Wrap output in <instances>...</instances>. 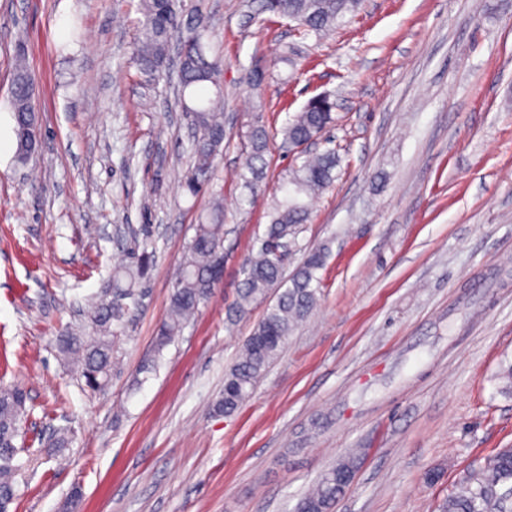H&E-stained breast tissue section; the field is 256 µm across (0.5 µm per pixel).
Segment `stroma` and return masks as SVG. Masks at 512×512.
<instances>
[{"label":"stroma","instance_id":"obj_1","mask_svg":"<svg viewBox=\"0 0 512 512\" xmlns=\"http://www.w3.org/2000/svg\"><path fill=\"white\" fill-rule=\"evenodd\" d=\"M138 0H0V384L30 411L10 512H294L348 453L333 512H434L464 473L512 448V0H363L323 39L203 0L224 64V152L200 194L176 77L131 62ZM297 49L294 64L279 59ZM37 84L41 144L16 159L17 48ZM264 74L248 82L251 70ZM341 172L302 246L329 244L319 301L251 397L214 411L265 306L236 316L242 264L269 195L242 210L249 122L282 127L312 96ZM224 204V272L154 350L194 226ZM157 247L118 365L90 393L56 339L91 334L113 268ZM57 428L72 442L42 445Z\"/></svg>","mask_w":512,"mask_h":512}]
</instances>
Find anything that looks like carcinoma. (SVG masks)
I'll return each mask as SVG.
<instances>
[{
  "mask_svg": "<svg viewBox=\"0 0 512 512\" xmlns=\"http://www.w3.org/2000/svg\"><path fill=\"white\" fill-rule=\"evenodd\" d=\"M362 0H260L259 11L294 21L304 35L320 39L336 28L346 15L357 12ZM142 15L132 63L141 81L158 82L168 69L169 47L173 37L182 34L183 51L178 67V88L183 110L189 112L196 131L193 143L195 166L186 178L188 189L201 190L199 174L209 169L224 149L223 67L207 53L204 38L208 16L198 4L190 12V23L181 31V12L177 0H138ZM12 83V105L17 136L16 157L27 161L38 144L39 115L34 106L35 82L18 53ZM334 103L330 97L311 98L300 111L289 116L281 129L284 142L291 146L308 141L326 130L333 122ZM272 139L269 127L257 118L248 125L245 135L247 156L240 179L249 195L240 206H252L266 186L269 168L266 155ZM294 164L280 181L281 196L272 199L270 222L259 245L246 256L242 287L236 314L242 316L249 307L267 298L277 289L275 301L246 338L234 364L224 376V390L216 408L226 414L235 412L251 395L256 382L278 357L296 326L313 310L320 286L319 271L329 254L326 244L308 251L292 276L283 279L285 261L281 250L297 249L298 237L308 224L311 202L336 179L340 157L326 148L321 152L298 153ZM223 206L216 203L208 222L196 225L195 234L186 246L178 275L170 295L169 312L155 341L157 352L180 335L187 322L207 300L216 282V269L224 260ZM150 254L142 252L136 260L120 265L112 273L111 288L100 293L90 318L93 335L69 332L58 339L63 360L77 367L85 386L101 392L112 377L114 338L138 309L141 285ZM26 393L16 385L0 386V512L16 499L22 466L15 463L20 448L16 441L23 436L26 419ZM355 469L348 456L326 470L313 488L298 501L301 512H331L345 487L336 484V470ZM512 486V448H503L484 464L467 472L455 489L438 505L437 512H512L507 503L512 498L504 489Z\"/></svg>",
  "mask_w": 512,
  "mask_h": 512,
  "instance_id": "cac0c4a2",
  "label": "carcinoma"
}]
</instances>
